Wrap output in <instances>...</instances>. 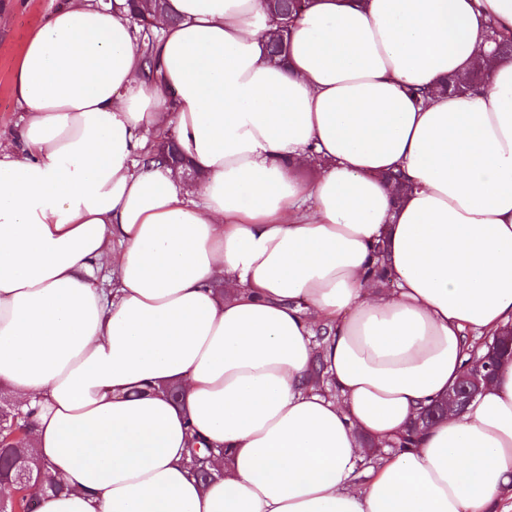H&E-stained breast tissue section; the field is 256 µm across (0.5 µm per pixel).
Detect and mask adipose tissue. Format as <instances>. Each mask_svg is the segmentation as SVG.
<instances>
[{
    "label": "adipose tissue",
    "mask_w": 512,
    "mask_h": 512,
    "mask_svg": "<svg viewBox=\"0 0 512 512\" xmlns=\"http://www.w3.org/2000/svg\"><path fill=\"white\" fill-rule=\"evenodd\" d=\"M128 14L61 0L0 140V395L64 484L37 512H492L512 359L391 446L512 323V58L487 38L512 0H313L280 65L265 0H168L148 62ZM163 126L195 195L147 149Z\"/></svg>",
    "instance_id": "1"
}]
</instances>
